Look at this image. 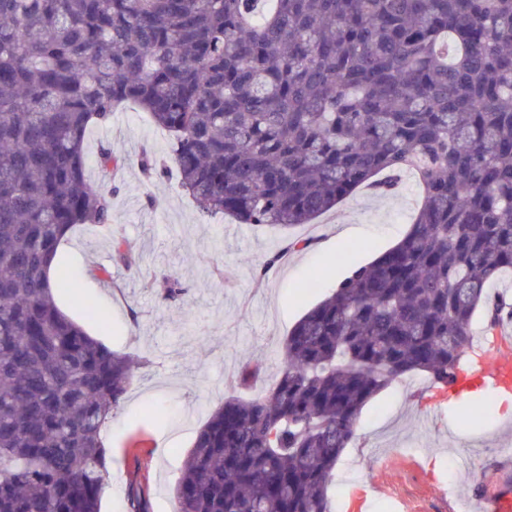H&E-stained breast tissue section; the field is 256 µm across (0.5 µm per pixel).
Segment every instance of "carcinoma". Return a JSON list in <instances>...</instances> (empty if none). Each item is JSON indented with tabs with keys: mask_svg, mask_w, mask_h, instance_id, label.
<instances>
[{
	"mask_svg": "<svg viewBox=\"0 0 512 512\" xmlns=\"http://www.w3.org/2000/svg\"><path fill=\"white\" fill-rule=\"evenodd\" d=\"M0 0V512H101L103 431L134 362L63 313L66 233L112 226L85 136L126 102L171 137L208 215L286 231L362 186L421 204L283 341L268 395L210 415L175 512H330L328 483L393 380L456 379L512 275V0ZM292 240L266 259L273 269ZM130 269L135 254L114 242ZM183 299L179 278L158 289Z\"/></svg>",
	"mask_w": 512,
	"mask_h": 512,
	"instance_id": "1",
	"label": "carcinoma"
}]
</instances>
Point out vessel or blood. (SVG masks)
<instances>
[{"label":"vessel or blood","mask_w":512,"mask_h":512,"mask_svg":"<svg viewBox=\"0 0 512 512\" xmlns=\"http://www.w3.org/2000/svg\"><path fill=\"white\" fill-rule=\"evenodd\" d=\"M478 361L472 371L461 373L451 384L460 391L477 382L512 391V322L495 328L491 336L473 337L469 344ZM497 488L492 494L471 498L472 512H512V448L501 449L494 465Z\"/></svg>","instance_id":"vessel-or-blood-1"}]
</instances>
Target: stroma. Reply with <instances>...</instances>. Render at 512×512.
Here are the masks:
<instances>
[{
    "label": "stroma",
    "instance_id": "1",
    "mask_svg": "<svg viewBox=\"0 0 512 512\" xmlns=\"http://www.w3.org/2000/svg\"><path fill=\"white\" fill-rule=\"evenodd\" d=\"M122 167L110 180L98 168L101 150ZM167 159L148 178L143 150ZM89 180L112 195V227L84 225L63 242L77 295L61 309L139 368L105 430L110 452L103 512H132L138 487L147 512H174L173 489L184 459L210 414L238 395L263 396L283 368L282 341L295 323L334 291L351 268L373 261L409 230L419 204L413 181L381 196L361 188L333 209L288 233L203 215L180 188L169 136L128 104L87 134ZM310 239L272 275L261 261L286 237ZM139 257L127 269L113 259L114 239ZM173 273L187 289L176 304L160 302L157 282ZM317 288H308L310 279ZM262 375L249 386L230 382L246 361ZM512 406L484 387L456 405L425 375H406L364 407L356 435L328 488L332 512L365 497L367 512H440L478 495L501 441L512 429L501 419Z\"/></svg>",
    "mask_w": 512,
    "mask_h": 512
}]
</instances>
